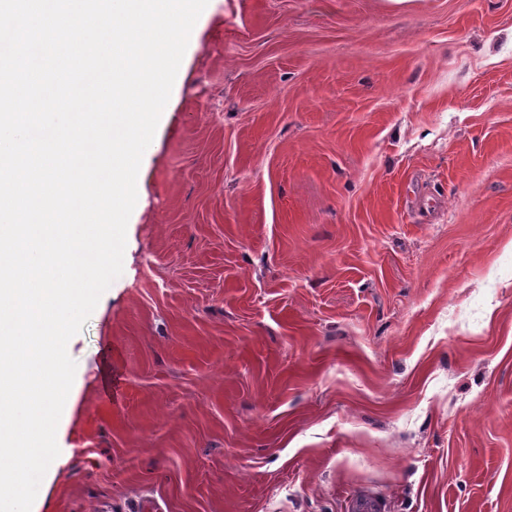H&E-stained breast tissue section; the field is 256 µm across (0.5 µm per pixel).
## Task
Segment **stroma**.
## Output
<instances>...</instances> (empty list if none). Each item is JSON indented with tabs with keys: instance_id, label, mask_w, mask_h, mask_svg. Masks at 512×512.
<instances>
[{
	"instance_id": "stroma-1",
	"label": "stroma",
	"mask_w": 512,
	"mask_h": 512,
	"mask_svg": "<svg viewBox=\"0 0 512 512\" xmlns=\"http://www.w3.org/2000/svg\"><path fill=\"white\" fill-rule=\"evenodd\" d=\"M34 512H512V0H209Z\"/></svg>"
}]
</instances>
